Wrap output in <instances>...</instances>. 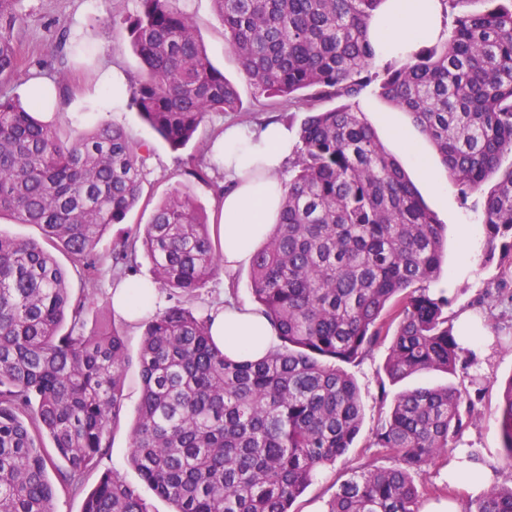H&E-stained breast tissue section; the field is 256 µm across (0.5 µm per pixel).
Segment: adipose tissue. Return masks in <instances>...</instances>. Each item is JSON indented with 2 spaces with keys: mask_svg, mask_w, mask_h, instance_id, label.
<instances>
[{
  "mask_svg": "<svg viewBox=\"0 0 512 512\" xmlns=\"http://www.w3.org/2000/svg\"><path fill=\"white\" fill-rule=\"evenodd\" d=\"M440 0H384L370 24L371 42L379 56L406 55L421 40L446 39ZM296 144L294 129L270 121L259 126H230L215 141L213 152L228 186L217 203L224 269L235 272L249 264L280 220L285 182L279 173ZM155 286L142 281L118 283L112 291L114 311L139 321L143 306L158 307ZM215 344L234 360H258L279 343L277 333L259 311L229 302L211 314Z\"/></svg>",
  "mask_w": 512,
  "mask_h": 512,
  "instance_id": "obj_1",
  "label": "adipose tissue"
}]
</instances>
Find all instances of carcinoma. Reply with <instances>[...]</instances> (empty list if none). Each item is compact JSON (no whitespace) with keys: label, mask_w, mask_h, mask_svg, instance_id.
Masks as SVG:
<instances>
[{"label":"carcinoma","mask_w":512,"mask_h":512,"mask_svg":"<svg viewBox=\"0 0 512 512\" xmlns=\"http://www.w3.org/2000/svg\"><path fill=\"white\" fill-rule=\"evenodd\" d=\"M121 25L143 66L130 104L172 147L205 118L238 112L236 86L210 61L180 0H137ZM384 0H213L224 39L255 98L306 107L288 162L279 224L257 251L251 289L279 345L235 361L187 298L224 270L189 188L170 187L149 224L97 251L143 194L144 143L99 122L63 135L8 87L28 65L21 0H0V217L37 224L44 241L0 236V512H54L57 488L76 491L120 420L128 360L115 329L85 332L90 294L74 297L51 249L94 287L105 264L153 283L172 303L141 318L142 393L130 462L172 512H291L316 471L346 454L363 424L345 369L391 338L388 379L471 365L426 284L442 269L444 225L388 153L360 106L364 90L409 115L462 194L483 191L487 256L512 273V0H441L448 39L424 42L372 74L369 23ZM337 101L330 109L326 101ZM190 174L216 165L202 154ZM387 406L371 446L394 468L355 471L326 512H421L412 473L457 448L472 423L466 389L421 387ZM512 460V379L497 410ZM49 438L51 446L44 444ZM57 470V483L48 470ZM83 512H151L138 489L108 470ZM468 512H512V487L487 488Z\"/></svg>","instance_id":"1"}]
</instances>
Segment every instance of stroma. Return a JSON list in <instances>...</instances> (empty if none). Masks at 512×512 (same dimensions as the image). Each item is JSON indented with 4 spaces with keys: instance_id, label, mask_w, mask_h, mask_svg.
Here are the masks:
<instances>
[{
    "instance_id": "1",
    "label": "stroma",
    "mask_w": 512,
    "mask_h": 512,
    "mask_svg": "<svg viewBox=\"0 0 512 512\" xmlns=\"http://www.w3.org/2000/svg\"><path fill=\"white\" fill-rule=\"evenodd\" d=\"M180 6L192 16L211 62L236 84L243 106L238 113L208 115L195 138L177 150L144 122L128 100L113 102L107 84V77L115 68L122 71L130 82L141 76L140 63L129 46L125 29L112 23L113 17L134 12L136 0H22L27 15V27L21 34L23 47L32 58L47 60L48 65L36 74L21 71L11 85V95L28 99L34 77L53 81L57 63H64L69 93L54 101L56 125L85 129L97 122L108 121L123 127L133 140L148 143L151 147L144 170V201L127 215L123 223L112 225L107 230L97 246L102 254L111 251L115 239L135 230L137 225L147 224L152 216L153 201L162 197L175 183L187 184L198 205L206 212H213L217 201L213 184L189 176L188 171L191 157L204 153L212 138L225 125L255 126L269 119L282 120L291 116L299 120L303 117L302 112L291 113L285 107L265 105L255 100L236 57L224 41V28L215 14L212 0H180ZM63 29L69 32V39L64 44L59 41V32ZM361 106L387 151L406 170L427 206L445 226L443 273L439 281L431 284V292L447 294L450 323H457L464 313L480 318L491 344L487 347L470 346L474 363L468 374L434 372L425 378H407L388 385L384 390L380 389L379 381L384 375L383 366L388 353L386 345L377 346L371 357L352 367L351 373L360 389L364 406L363 426L348 453L335 464L320 469L295 502L296 512H326L329 500L351 472L368 465L394 466L392 455L369 445L372 431L381 416L379 396L384 391L393 396L427 383L468 388L480 418L464 430L458 446L494 470L496 485H512V462L504 456L496 413L500 386L512 377V327L490 313L491 307L500 302L499 285H506L512 291V278L502 279L498 262L486 259L482 197L476 193L461 194L458 186L449 179L439 156L426 138L413 128L407 114L367 96L363 97ZM417 147L423 151L437 182L442 184V192H435L434 184H429L415 167L413 150ZM250 271V266H242L229 280L223 274L214 275L204 288L195 292L189 301L190 307L195 313L207 316L215 307L223 305L228 296L239 304L254 306ZM114 285L111 274L102 275L85 316L87 329L106 324L116 327L125 338L129 357L123 377L122 415L110 434L109 454L103 468L119 473L129 484L137 487L153 512H171L170 504L155 496L130 463V434L141 397L139 352L144 329L130 324L113 311ZM103 468L85 472L80 492L58 491L56 512H82L86 493L98 483ZM445 468L444 461H436L423 472L415 474L414 481L423 490L425 500L447 495L458 501L461 512H466L475 496L461 487H452L441 481L440 474Z\"/></svg>"
}]
</instances>
